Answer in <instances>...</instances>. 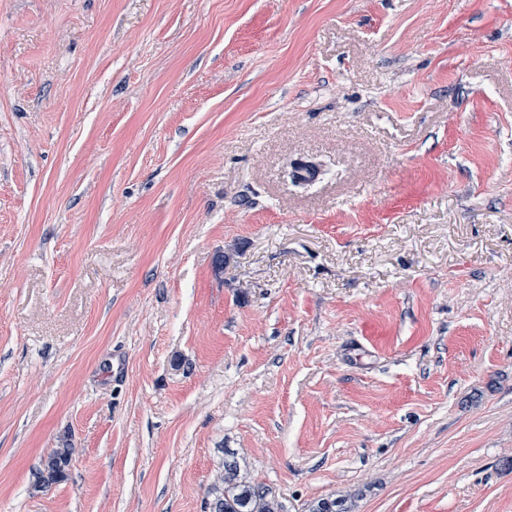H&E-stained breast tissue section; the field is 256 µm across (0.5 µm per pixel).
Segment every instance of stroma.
I'll list each match as a JSON object with an SVG mask.
<instances>
[{
    "label": "stroma",
    "mask_w": 512,
    "mask_h": 512,
    "mask_svg": "<svg viewBox=\"0 0 512 512\" xmlns=\"http://www.w3.org/2000/svg\"><path fill=\"white\" fill-rule=\"evenodd\" d=\"M230 456L512 512V0H0V512ZM70 449L57 448L47 457L44 470L39 473V481L44 484L54 483L66 477V467L69 463Z\"/></svg>",
    "instance_id": "stroma-1"
}]
</instances>
